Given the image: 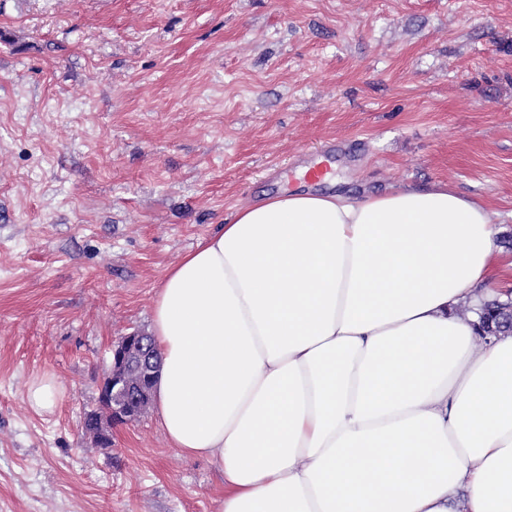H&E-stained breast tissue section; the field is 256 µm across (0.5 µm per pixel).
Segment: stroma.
<instances>
[{
    "instance_id": "stroma-1",
    "label": "stroma",
    "mask_w": 512,
    "mask_h": 512,
    "mask_svg": "<svg viewBox=\"0 0 512 512\" xmlns=\"http://www.w3.org/2000/svg\"><path fill=\"white\" fill-rule=\"evenodd\" d=\"M329 148L354 195L483 203L512 291V0H0V512H220L156 406L82 421L168 268ZM65 390L64 383L55 375L44 374L31 379L26 393V403L34 411L50 413Z\"/></svg>"
}]
</instances>
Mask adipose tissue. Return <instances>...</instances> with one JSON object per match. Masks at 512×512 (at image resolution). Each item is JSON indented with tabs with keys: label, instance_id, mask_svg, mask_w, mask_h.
Returning a JSON list of instances; mask_svg holds the SVG:
<instances>
[{
	"label": "adipose tissue",
	"instance_id": "1",
	"mask_svg": "<svg viewBox=\"0 0 512 512\" xmlns=\"http://www.w3.org/2000/svg\"><path fill=\"white\" fill-rule=\"evenodd\" d=\"M488 224L444 184L285 192L167 270L160 424L222 512H512V333L457 313Z\"/></svg>",
	"mask_w": 512,
	"mask_h": 512
}]
</instances>
